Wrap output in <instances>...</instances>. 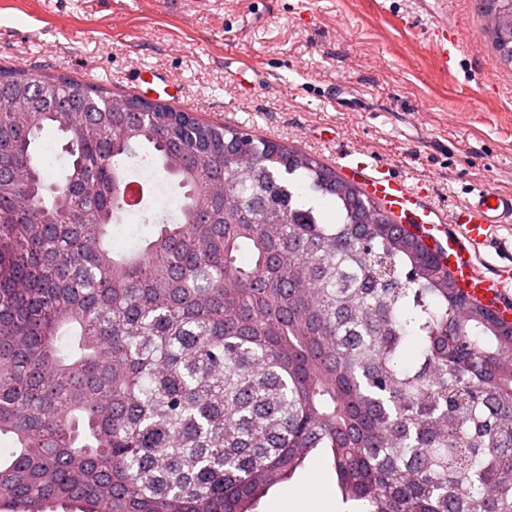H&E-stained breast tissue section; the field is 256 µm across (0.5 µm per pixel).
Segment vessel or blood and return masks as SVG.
Returning a JSON list of instances; mask_svg holds the SVG:
<instances>
[{
	"instance_id": "b4317fda",
	"label": "vessel or blood",
	"mask_w": 512,
	"mask_h": 512,
	"mask_svg": "<svg viewBox=\"0 0 512 512\" xmlns=\"http://www.w3.org/2000/svg\"><path fill=\"white\" fill-rule=\"evenodd\" d=\"M416 2L432 18L438 63L441 69H448L462 44L444 2ZM338 164L394 223L427 225L443 232L442 260L458 287L477 300L490 302L501 318L512 319V268L489 275L480 268L477 257L478 248L489 242L495 227L512 224V193L473 189L460 210L445 221L428 193L392 173L389 164L369 160L364 154L339 157Z\"/></svg>"
}]
</instances>
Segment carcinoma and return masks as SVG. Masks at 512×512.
Here are the masks:
<instances>
[{
	"label": "carcinoma",
	"instance_id": "obj_1",
	"mask_svg": "<svg viewBox=\"0 0 512 512\" xmlns=\"http://www.w3.org/2000/svg\"><path fill=\"white\" fill-rule=\"evenodd\" d=\"M482 17L512 68V14ZM141 158L179 217L116 254ZM0 435L16 512H254L318 453L345 512H512V325L315 157L0 67Z\"/></svg>",
	"mask_w": 512,
	"mask_h": 512
}]
</instances>
